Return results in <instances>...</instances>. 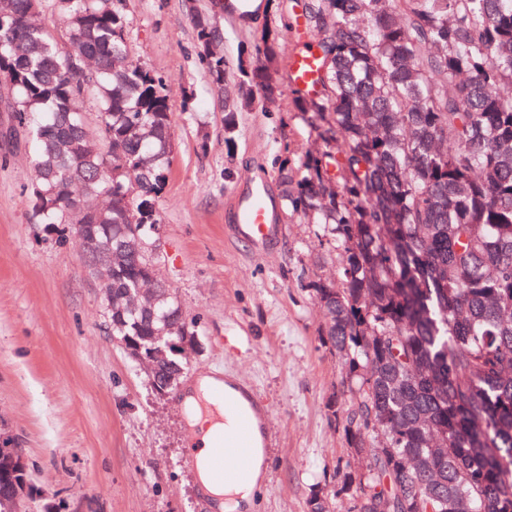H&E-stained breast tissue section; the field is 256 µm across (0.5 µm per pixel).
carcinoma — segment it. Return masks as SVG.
I'll list each match as a JSON object with an SVG mask.
<instances>
[{
  "label": "carcinoma",
  "instance_id": "1",
  "mask_svg": "<svg viewBox=\"0 0 512 512\" xmlns=\"http://www.w3.org/2000/svg\"><path fill=\"white\" fill-rule=\"evenodd\" d=\"M120 0H55L66 40L36 22L42 0H0V84L30 147L35 223L80 251L112 336H196L148 246L159 224L174 125L165 83L129 59ZM317 92L291 88L323 149L280 171L288 210L340 257L307 287L349 393L338 472L347 512H512V0H304ZM196 55L225 91L226 125L279 95L291 25L254 36L224 80V32L192 18ZM96 103L88 126L86 101ZM89 225L83 240L62 229ZM182 360L154 363V389ZM0 483V512H18ZM308 512H334L322 491Z\"/></svg>",
  "mask_w": 512,
  "mask_h": 512
}]
</instances>
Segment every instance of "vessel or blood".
Returning <instances> with one entry per match:
<instances>
[{"label": "vessel or blood", "mask_w": 512, "mask_h": 512, "mask_svg": "<svg viewBox=\"0 0 512 512\" xmlns=\"http://www.w3.org/2000/svg\"><path fill=\"white\" fill-rule=\"evenodd\" d=\"M317 53L306 47L293 53L289 69L294 87L312 89L317 78ZM233 221L240 238L264 242L272 238L277 223V206L266 183L256 179L237 191L233 202ZM250 422H241L236 435L229 441L211 445L210 464L213 479L220 484L248 475L251 468Z\"/></svg>", "instance_id": "vessel-or-blood-1"}]
</instances>
